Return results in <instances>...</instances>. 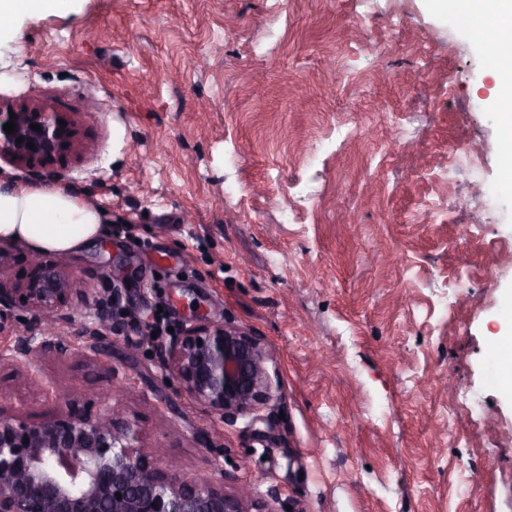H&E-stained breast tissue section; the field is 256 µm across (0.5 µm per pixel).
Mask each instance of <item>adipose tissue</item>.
<instances>
[{"label": "adipose tissue", "mask_w": 512, "mask_h": 512, "mask_svg": "<svg viewBox=\"0 0 512 512\" xmlns=\"http://www.w3.org/2000/svg\"><path fill=\"white\" fill-rule=\"evenodd\" d=\"M464 15L495 16L483 35L489 74L495 82L505 155L512 159V56L500 47L512 43V0H451ZM102 213L92 203L62 189L33 183L0 186V241L12 239L36 252L69 254L94 242L101 233Z\"/></svg>", "instance_id": "ef3b65f1"}]
</instances>
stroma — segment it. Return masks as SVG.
<instances>
[{
  "label": "stroma",
  "instance_id": "stroma-1",
  "mask_svg": "<svg viewBox=\"0 0 512 512\" xmlns=\"http://www.w3.org/2000/svg\"><path fill=\"white\" fill-rule=\"evenodd\" d=\"M478 25L437 0H71L0 30V99L78 121L52 171L98 206L70 254L113 296L0 414L121 408L157 467L291 512H512V185ZM354 214L346 223L345 214ZM256 337L280 401L225 423L170 382L197 318ZM495 369L499 382L506 388L512 387V336L504 337L498 343Z\"/></svg>",
  "mask_w": 512,
  "mask_h": 512
}]
</instances>
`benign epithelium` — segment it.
<instances>
[{"mask_svg":"<svg viewBox=\"0 0 512 512\" xmlns=\"http://www.w3.org/2000/svg\"><path fill=\"white\" fill-rule=\"evenodd\" d=\"M15 115L10 119L0 103V160L49 167L63 152L76 150L77 121L69 114L35 102ZM10 120L16 132L8 134L3 126ZM33 123L41 131L31 129ZM33 264L25 287L0 282V307L18 294L32 322L44 320L49 327L20 333L11 349L0 351L1 363L29 365L57 354L53 325L71 320L77 293L87 316L104 318L101 296L73 287L63 263L46 264L36 256ZM271 361L255 337L226 324L187 327L168 346V365L182 389L225 423L278 400ZM137 442V431L117 409L97 420L72 409L36 423L0 416V512H279L275 496L256 499L247 484L227 493L207 478L163 472Z\"/></svg>","mask_w":512,"mask_h":512,"instance_id":"obj_1","label":"benign epithelium"}]
</instances>
